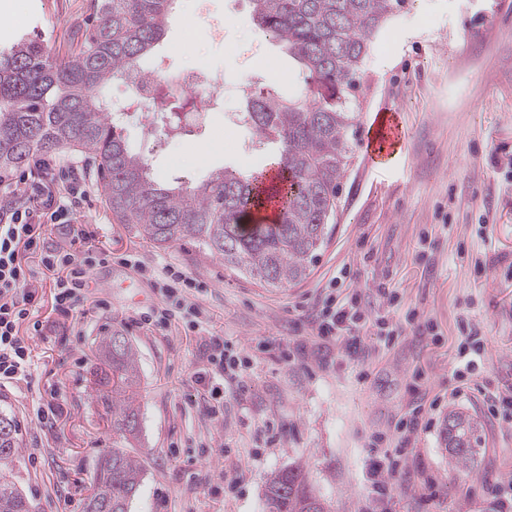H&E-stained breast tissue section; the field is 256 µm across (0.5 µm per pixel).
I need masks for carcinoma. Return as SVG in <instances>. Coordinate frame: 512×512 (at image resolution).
Returning a JSON list of instances; mask_svg holds the SVG:
<instances>
[{"label":"carcinoma","instance_id":"obj_1","mask_svg":"<svg viewBox=\"0 0 512 512\" xmlns=\"http://www.w3.org/2000/svg\"><path fill=\"white\" fill-rule=\"evenodd\" d=\"M255 24L298 66L303 91L285 98L273 87L252 93L244 119L269 149L261 170L220 169L193 188L157 180L143 155L117 131L102 91L142 68L153 55L173 0H94L99 24L79 51L53 65L34 39L0 52V172L36 154L77 148L96 167L112 214L159 247L192 242L224 265L271 288L305 280L332 232L340 186L353 158L357 113L349 91L371 40L408 0H250ZM279 172L266 185L269 168ZM275 223L243 225L269 203ZM102 360L112 367V435L138 437L140 374L132 342L120 329L102 336ZM480 440L471 414L451 410L445 442L451 461L467 467ZM21 450L16 418L0 410V512H31L13 476ZM141 468L117 445L104 449L84 512H128ZM269 512H330L296 464L266 484Z\"/></svg>","mask_w":512,"mask_h":512}]
</instances>
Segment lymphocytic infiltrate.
Wrapping results in <instances>:
<instances>
[{
    "instance_id": "obj_1",
    "label": "lymphocytic infiltrate",
    "mask_w": 512,
    "mask_h": 512,
    "mask_svg": "<svg viewBox=\"0 0 512 512\" xmlns=\"http://www.w3.org/2000/svg\"><path fill=\"white\" fill-rule=\"evenodd\" d=\"M46 166V161H35L33 172L13 183L15 192L26 195L27 208L0 201V385L30 375L34 365L32 345L18 334L20 323L34 317L39 303L22 253H40L42 265L54 273V308L64 317L80 312L91 269L107 260L105 251L93 245L92 232L78 224L84 190L51 187L41 175ZM56 223L73 225V235L66 247L44 250L47 227ZM196 285L185 272L163 267L153 280L160 302L140 316V323L166 325L179 319L188 329L203 331L208 313L193 292ZM370 322L377 335L389 340L403 331L402 324L391 319L389 309L367 295L357 294L343 304L324 306L310 319L312 332L325 347L338 346L353 354L362 352L363 333ZM369 475L372 492L384 512H392L399 494L410 483L399 454L370 446Z\"/></svg>"
}]
</instances>
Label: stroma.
I'll return each instance as SVG.
<instances>
[{"instance_id":"obj_1","label":"stroma","mask_w":512,"mask_h":512,"mask_svg":"<svg viewBox=\"0 0 512 512\" xmlns=\"http://www.w3.org/2000/svg\"><path fill=\"white\" fill-rule=\"evenodd\" d=\"M91 0H0V48L36 37L53 62L78 49L76 29L95 23ZM170 71L205 66L224 78V97L205 113V130L146 136L137 119L122 135L140 147L153 175L197 182L220 168L260 169L266 152L240 123L236 85H275L293 96L294 61L253 24L249 0H176L155 49ZM354 158L339 194L334 229L304 281L264 288L225 269L191 245L156 247L112 215L104 186L82 154H52L56 180L88 192L80 222L111 251L94 267L86 313L65 319L53 310L54 290L39 255H26L40 298L42 331L21 326L34 347L29 377L0 387V406L16 415L22 448L15 476L36 512H83L98 458L112 445L104 398L110 369L97 338L117 327L135 348L141 377L140 440L129 450L142 466L128 512H268L270 475L304 465L308 481L332 512H375L368 478L373 436L396 448L395 422L419 384L440 399L429 429L418 432L420 466L397 512H496L489 482L512 475V420L492 418L487 402L512 385V0H410L374 37L358 74ZM393 114L401 128L395 159H371L364 140L376 117ZM183 267L206 283L199 299L210 333L250 357L242 382L225 381L224 417L207 414L206 387L192 382L205 368L199 333L183 324L147 329L136 317L157 305L147 276L125 260ZM135 275V274H134ZM388 286L394 319L404 331L368 358L326 349L308 312L326 294ZM433 334L406 325L409 312ZM480 326L487 354L458 397L459 322ZM367 371L358 382L359 371ZM57 403L52 423L33 410ZM460 408L480 423L469 470L451 464L445 421ZM279 440L264 444L263 424Z\"/></svg>"}]
</instances>
